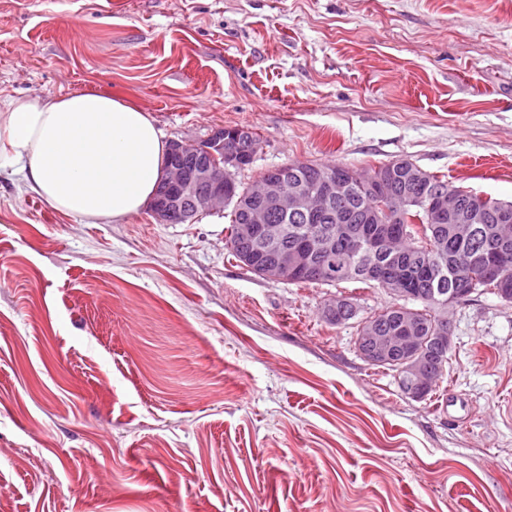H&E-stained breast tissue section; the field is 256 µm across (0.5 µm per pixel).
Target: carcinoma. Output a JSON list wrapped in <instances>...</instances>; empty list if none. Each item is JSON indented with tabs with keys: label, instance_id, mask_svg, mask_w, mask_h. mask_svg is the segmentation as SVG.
Instances as JSON below:
<instances>
[{
	"label": "carcinoma",
	"instance_id": "obj_1",
	"mask_svg": "<svg viewBox=\"0 0 512 512\" xmlns=\"http://www.w3.org/2000/svg\"><path fill=\"white\" fill-rule=\"evenodd\" d=\"M293 174L288 186L302 183L314 185L318 171L325 165L308 162L290 163ZM371 174L376 188L382 194L405 197V208L388 216L379 212L376 219L368 220L367 197L354 193L349 199L337 204L332 211L313 222H293L279 215H273V223L288 225V238L283 246L294 252H302L310 239L321 236L341 242V228L345 225L383 226L392 233L420 242L409 250L400 262L391 264L385 251H375L361 244L352 253L344 256L335 268V277H319L314 269L302 271L296 279L298 283H317L335 285L343 281H357L378 286L391 294L402 288L408 293V301L418 306L395 308L390 304L384 309L366 317L357 318L352 313L355 302L351 297L339 296V306L348 307L336 318V323L346 324L358 320L355 345L362 350L363 337L378 335L399 336L405 340L406 348L398 354L396 360L409 358L419 352L428 356L429 376L422 386L421 397H427L437 382L443 378L448 367L450 347L441 346L436 337L448 332V313L442 311L429 300L431 289L435 287L437 275H443L442 288H459V279L469 274L467 258L475 247L483 245L490 250L492 261L504 263L512 271V239L507 249L499 248L494 237L496 227L502 218L512 223V202H501L493 198H482L476 194L460 190L448 184V181L418 167L408 158H400L383 164ZM439 189L451 190L459 198L462 213L476 215L471 221L448 216V211H440L435 201V192ZM245 223L244 214L238 208H232L231 225L226 242L229 254L250 272L267 277L269 269L266 257L258 253L261 249L258 240L246 238L241 234V225ZM446 242L441 251H427L421 245L423 240ZM411 316L419 326L418 339H407L404 329L406 316Z\"/></svg>",
	"mask_w": 512,
	"mask_h": 512
}]
</instances>
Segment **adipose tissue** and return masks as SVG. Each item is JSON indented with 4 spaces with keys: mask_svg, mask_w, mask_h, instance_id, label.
<instances>
[{
    "mask_svg": "<svg viewBox=\"0 0 512 512\" xmlns=\"http://www.w3.org/2000/svg\"><path fill=\"white\" fill-rule=\"evenodd\" d=\"M167 152L148 112L97 91L0 103V169L85 223L137 215L154 197Z\"/></svg>",
    "mask_w": 512,
    "mask_h": 512,
    "instance_id": "obj_1",
    "label": "adipose tissue"
}]
</instances>
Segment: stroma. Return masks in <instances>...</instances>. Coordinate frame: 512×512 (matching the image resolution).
Instances as JSON below:
<instances>
[{
    "instance_id": "stroma-1",
    "label": "stroma",
    "mask_w": 512,
    "mask_h": 512,
    "mask_svg": "<svg viewBox=\"0 0 512 512\" xmlns=\"http://www.w3.org/2000/svg\"><path fill=\"white\" fill-rule=\"evenodd\" d=\"M96 90L165 140L249 126L236 179L406 157L512 202V0H0V99ZM230 209L86 224L0 173V512H512V303L449 311L427 399L289 284Z\"/></svg>"
}]
</instances>
